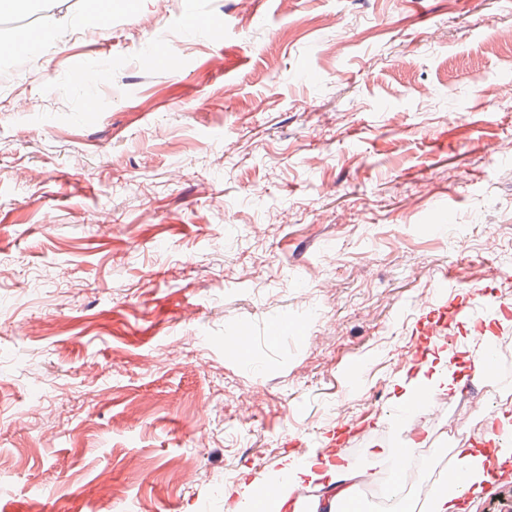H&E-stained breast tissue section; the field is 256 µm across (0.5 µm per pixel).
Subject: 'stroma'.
Masks as SVG:
<instances>
[{
  "mask_svg": "<svg viewBox=\"0 0 512 512\" xmlns=\"http://www.w3.org/2000/svg\"><path fill=\"white\" fill-rule=\"evenodd\" d=\"M0 39V512H224L512 336V0H56ZM450 283L439 293L441 283ZM440 360L433 365L421 367L406 387L404 398L407 402L413 399L421 390L451 389L452 380H448V370L444 367L446 354H439Z\"/></svg>",
  "mask_w": 512,
  "mask_h": 512,
  "instance_id": "obj_1",
  "label": "stroma"
}]
</instances>
